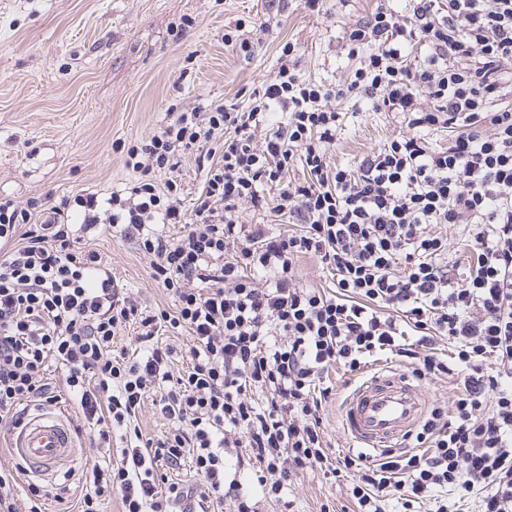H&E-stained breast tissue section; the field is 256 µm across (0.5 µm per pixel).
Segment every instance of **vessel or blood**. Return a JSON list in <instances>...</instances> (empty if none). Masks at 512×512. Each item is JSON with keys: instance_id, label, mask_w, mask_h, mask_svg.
<instances>
[{"instance_id": "vessel-or-blood-1", "label": "vessel or blood", "mask_w": 512, "mask_h": 512, "mask_svg": "<svg viewBox=\"0 0 512 512\" xmlns=\"http://www.w3.org/2000/svg\"><path fill=\"white\" fill-rule=\"evenodd\" d=\"M423 410L422 395L410 376L377 374L353 391L344 423L360 447L390 448L417 425ZM12 448L25 475L50 479L73 457L75 440L63 415L50 411L16 429Z\"/></svg>"}]
</instances>
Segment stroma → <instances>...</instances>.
Instances as JSON below:
<instances>
[{"label": "stroma", "mask_w": 512, "mask_h": 512, "mask_svg": "<svg viewBox=\"0 0 512 512\" xmlns=\"http://www.w3.org/2000/svg\"><path fill=\"white\" fill-rule=\"evenodd\" d=\"M377 0H326L315 14L302 0L283 10L268 0H0V197L26 203L46 194H108L134 174L116 143L152 135L166 121L170 103L206 99L246 103L281 65L282 48L295 47L301 75L317 80L347 78L355 66L341 47L344 28L369 15ZM194 25L178 34L182 19ZM267 20L269 30L250 60L224 45L225 31L239 21ZM341 131L332 150L339 166L378 150L406 126L400 114L338 106ZM193 151L175 169L157 173L181 187L185 210L201 194L206 172ZM119 287L147 310L172 309L173 299L150 277V258L133 239L109 225L85 235ZM410 371L405 358L387 354L352 372L335 366V394L323 412L324 446L330 457L358 452L342 425L344 402L354 383L381 368ZM75 458L55 479L44 481L45 512H67L80 494L82 472L100 457L84 439ZM295 512H353L345 482L310 472L291 484Z\"/></svg>", "instance_id": "35a3bbf8"}]
</instances>
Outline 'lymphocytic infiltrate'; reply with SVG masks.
I'll return each instance as SVG.
<instances>
[{
	"label": "lymphocytic infiltrate",
	"instance_id": "1",
	"mask_svg": "<svg viewBox=\"0 0 512 512\" xmlns=\"http://www.w3.org/2000/svg\"><path fill=\"white\" fill-rule=\"evenodd\" d=\"M342 41L358 60L346 80L286 61L246 105H170L157 132L122 146L137 178L109 197L0 198V428L51 400L53 368L90 446L124 443L85 472L74 512L110 497L121 512H257L314 470L351 479L356 512H512V0H379ZM344 100L401 114L406 133L332 164ZM441 132L448 143H433ZM193 148L207 173L188 213L177 183L160 192L153 178ZM297 163L302 180L284 181ZM269 188L297 232L240 221L242 205L267 208ZM100 224L137 237L173 311L139 308L80 248L77 227ZM447 224L469 244L466 265L448 260ZM306 256L333 288L296 284ZM131 325V352L113 353ZM175 331L186 344L165 341ZM384 352L419 378L456 377L451 406L431 408L413 450L330 459V369ZM148 400L168 422L155 439L135 423ZM185 465L193 484L171 477Z\"/></svg>",
	"mask_w": 512,
	"mask_h": 512
}]
</instances>
